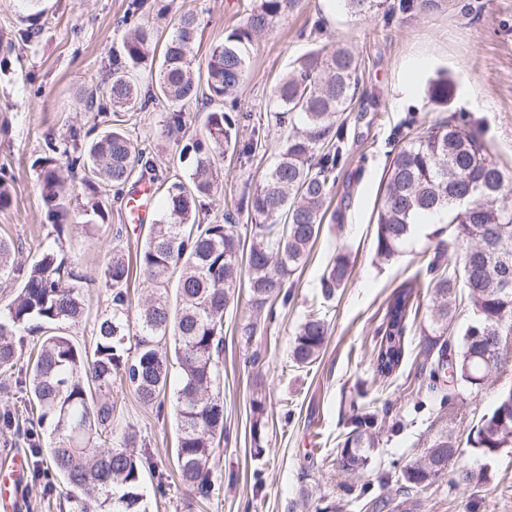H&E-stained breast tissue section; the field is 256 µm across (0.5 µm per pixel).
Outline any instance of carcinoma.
<instances>
[{
  "mask_svg": "<svg viewBox=\"0 0 512 512\" xmlns=\"http://www.w3.org/2000/svg\"><path fill=\"white\" fill-rule=\"evenodd\" d=\"M341 2L354 16L388 20L439 6V0ZM298 3L259 0L246 23L212 46L198 65L195 13H181L160 47L137 22L144 0H131L120 50L112 52V69L99 79L112 91L109 106L97 109L103 129L86 143L76 131L57 143L48 141L41 161V195L54 245L26 264L16 261L14 242L0 238V281L13 288L12 298L0 305V386L9 382L16 394L15 402L0 409V437L24 439L35 478L48 477L51 469L64 477L58 494L69 512H146L144 478L155 472V464L134 425L114 427L115 387L129 389L147 407H162L160 397L172 392L180 480L198 498L211 494L215 444L229 441L219 387L224 310L247 274L251 316L242 339L248 343L273 318V304L288 303L286 285L321 233L343 163L340 118L358 86V60L343 47L314 48L298 58L274 89L276 123L286 122L296 131L288 135L264 181L237 205L238 212L254 220L250 245L229 218L200 220L205 200L221 184L217 151L247 161L257 149V139H239L236 118L226 111L237 104L254 37ZM146 64L154 74L142 86L136 72ZM454 88L448 77L433 79L429 99L446 106ZM199 100L210 107L204 130L186 139L189 116L181 107ZM164 104L172 112L163 133L181 146L180 155L193 156L187 178L175 168L157 174L151 152L127 131L136 111ZM77 170L83 172L78 195L67 184V176ZM136 173L160 182L167 210L165 220L150 225L135 254L151 294L136 314L130 313V264L112 249L100 271V282L110 291L108 306L95 317L92 346L82 347L77 334L88 320V277L64 254L62 240L82 218L105 226V199L121 195ZM462 195L472 201L470 208L459 205ZM438 212L451 240L435 235L434 260L393 291L373 365L380 377L391 376L401 365L414 300L421 277L428 276L432 307L420 353L430 366L426 390L440 397L444 408L452 405L456 386L478 393L492 378L506 375L512 362V184L474 131L449 122L411 138L391 158L376 217L377 255L396 257L416 222ZM350 274V256L341 249L321 277L322 297L332 299ZM464 301L476 319L454 340L448 331ZM328 330L321 312L306 316L290 345L294 367L317 361ZM29 336L36 338L37 352L23 364ZM378 421L374 410L353 409L338 457L343 472L359 475L367 469ZM437 422L428 446L401 470L405 488L427 487L447 473L462 491L485 484V472L462 457L461 441L448 432L447 414L437 416ZM467 444L484 456L512 447V384L502 386L494 409L471 428Z\"/></svg>",
  "mask_w": 512,
  "mask_h": 512,
  "instance_id": "carcinoma-1",
  "label": "carcinoma"
}]
</instances>
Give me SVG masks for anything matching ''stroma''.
I'll use <instances>...</instances> for the list:
<instances>
[{
    "mask_svg": "<svg viewBox=\"0 0 512 512\" xmlns=\"http://www.w3.org/2000/svg\"><path fill=\"white\" fill-rule=\"evenodd\" d=\"M254 0H147L143 18L163 42L180 13L198 16L197 58L241 26ZM129 0H0V182L10 196L0 208V237L12 240L19 261L35 258L45 241L46 207L37 161L49 138L70 130L88 131L93 114L86 101L125 31ZM343 47L357 58L359 91L344 114V166L330 197L323 231L295 279L294 297L278 305L276 321L244 342L241 327L250 316L248 293L239 288L224 312L222 359L224 424L227 443L215 453L210 498H191L173 466L177 428L172 401L162 409L139 404L133 393L116 388L112 400L122 407L147 444L163 479L146 478L149 512H396L405 499L401 468L413 460L433 433L438 400L421 393L420 332L429 322V302L420 307L405 336V355L390 378L376 376L374 345L379 339L388 299L401 283L432 259L428 248L434 227L419 225L402 253L392 260L377 256L374 221L384 188L386 165L394 145L409 140L415 122L433 125L449 118L473 129L489 157L512 182V0H442L430 12L387 20L355 17L340 0H301L254 38L248 70L238 94L240 133L262 136L248 163L220 157L222 187L208 200L203 222L236 217L237 231L250 239L251 220L236 211L240 196L254 189L276 161L289 129L268 123L276 108L274 87L293 62L313 47ZM451 74L455 93L448 105L430 102L427 88L438 72ZM166 111L140 112L129 133L151 146L158 171L178 165L182 175L192 160H179L162 133ZM110 228L77 225L65 243L90 282L85 289L91 311H103L109 293L96 282L112 253V227L122 226L120 246L134 259L147 227L161 220L153 203L143 223L125 221L122 202L108 200ZM350 253L353 268L344 288L322 302L320 278L336 249ZM330 322L326 346L308 368L288 361L299 324L318 304ZM499 383L473 395L458 388L448 427L459 436L495 405ZM263 406L262 453H255L251 426L254 402ZM384 412L371 464L359 476L336 462L348 430L350 402ZM488 481L467 492L442 477L412 492L413 512H512V447L491 457L471 454ZM389 472L386 485L376 482ZM374 482L371 496L353 489Z\"/></svg>",
    "mask_w": 512,
    "mask_h": 512,
    "instance_id": "35a3bbf8",
    "label": "stroma"
}]
</instances>
